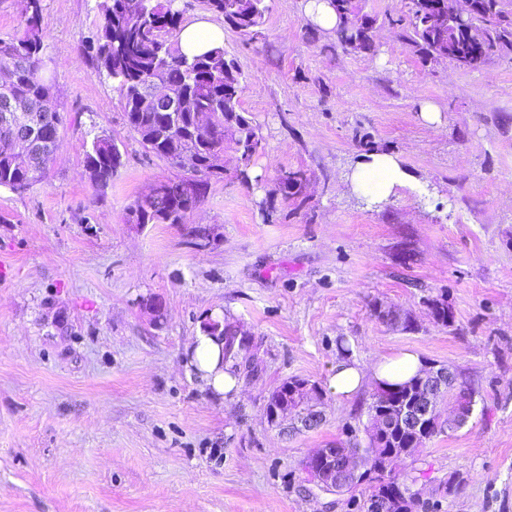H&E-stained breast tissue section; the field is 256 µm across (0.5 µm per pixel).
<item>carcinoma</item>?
I'll return each mask as SVG.
<instances>
[{"label":"carcinoma","instance_id":"obj_1","mask_svg":"<svg viewBox=\"0 0 512 512\" xmlns=\"http://www.w3.org/2000/svg\"><path fill=\"white\" fill-rule=\"evenodd\" d=\"M209 10L223 16L224 23L245 37L252 38L265 23V0H204ZM447 0H408V11L397 19L404 38L421 54L425 62L448 57L453 62L466 45L459 68L478 71L493 58L512 51V0H471V9L461 17L442 19ZM338 17L336 38L349 47L357 42L364 52L374 51L372 29L353 24L362 12L361 0H329ZM180 12L173 0H108L102 5L99 28L91 49L92 59L106 76L116 83L123 101L126 126L139 137L147 152L183 168V160L192 158L206 179L220 178L216 164L231 151L236 155L234 177L249 183V169L259 151L262 135L259 126L244 115L241 98L245 90L242 74L235 62L226 57L224 47L189 57L179 46ZM40 0H26L21 33L0 41V70L5 71L10 91L28 113L25 122L36 119L48 137L59 136L61 116L50 107L53 86L42 76L44 39ZM178 87L190 99L188 109L147 103L154 80ZM53 155H36L23 146V139L0 126V188L13 192L30 187L46 174ZM85 164L96 166L95 183L105 184L122 165L117 140L96 133L84 143ZM307 176L300 169L284 168L276 182L286 200L305 198ZM195 201L183 197L177 185L158 197L145 194L125 213L128 224H184ZM246 332L231 322L224 324V355L238 357L248 343L236 341ZM421 376L396 387H380L368 406V442L358 441L342 447L343 464L359 470L374 469L382 456L405 442L414 443L416 456L433 436L445 432L447 424L433 422L415 437L398 429L381 430L379 422L393 417L397 404L418 393ZM402 461H390L387 473L376 482L340 484L328 493L348 495L345 505L358 512H369L376 498L386 512L402 507L400 497H413L407 483L408 473Z\"/></svg>","mask_w":512,"mask_h":512}]
</instances>
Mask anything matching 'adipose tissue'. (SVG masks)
<instances>
[{
	"instance_id": "1",
	"label": "adipose tissue",
	"mask_w": 512,
	"mask_h": 512,
	"mask_svg": "<svg viewBox=\"0 0 512 512\" xmlns=\"http://www.w3.org/2000/svg\"><path fill=\"white\" fill-rule=\"evenodd\" d=\"M223 41V30L200 18L186 24L179 33L181 50L189 56L204 54ZM349 185L372 203L384 202L402 189L416 193L423 190L400 159L387 152L370 153L357 160L349 175ZM210 318V323L200 324L187 345L183 366L186 374L195 378L202 388L223 398L237 391L238 377L234 359L223 356L224 338L216 329L224 318L217 312L211 313ZM422 367V360L410 352L383 355L367 365L340 355L332 367L328 386L336 395L348 397L365 381L399 384L416 375Z\"/></svg>"
}]
</instances>
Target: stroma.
<instances>
[{
    "label": "stroma",
    "instance_id": "1",
    "mask_svg": "<svg viewBox=\"0 0 512 512\" xmlns=\"http://www.w3.org/2000/svg\"><path fill=\"white\" fill-rule=\"evenodd\" d=\"M100 4L41 0L58 147L41 181L0 189V512H345L299 482L312 451L365 437L374 385L328 387L342 339L358 362L412 351L474 389L468 421L404 465L428 495L463 478L441 512H512V52L475 73L423 62L389 22L404 0H362L375 50L351 51L300 0H266L257 38L223 42L263 137L250 182L211 181L186 223L134 226L127 208L177 171L87 56ZM95 131L123 154L104 187L84 163ZM369 148L428 196L357 198L345 179ZM283 168L305 171V201L276 192ZM216 310L252 339L231 400L180 365ZM292 378L321 394L315 429L266 418Z\"/></svg>",
    "mask_w": 512,
    "mask_h": 512
}]
</instances>
